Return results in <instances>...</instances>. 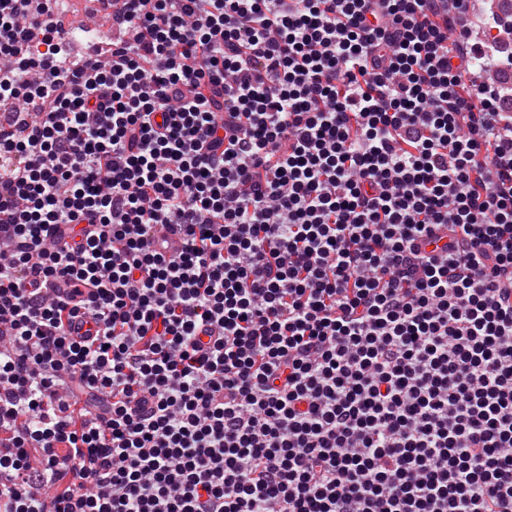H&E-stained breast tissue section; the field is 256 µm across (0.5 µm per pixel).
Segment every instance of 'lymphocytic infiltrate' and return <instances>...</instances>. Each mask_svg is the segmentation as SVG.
<instances>
[{
  "label": "lymphocytic infiltrate",
  "instance_id": "obj_1",
  "mask_svg": "<svg viewBox=\"0 0 512 512\" xmlns=\"http://www.w3.org/2000/svg\"><path fill=\"white\" fill-rule=\"evenodd\" d=\"M60 2L0 0V512H512V45L109 0L92 57Z\"/></svg>",
  "mask_w": 512,
  "mask_h": 512
}]
</instances>
